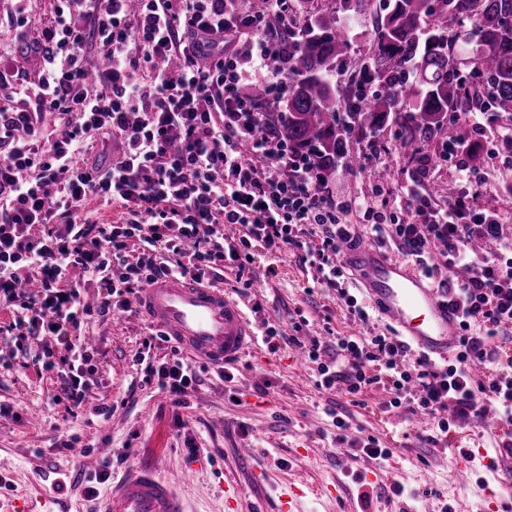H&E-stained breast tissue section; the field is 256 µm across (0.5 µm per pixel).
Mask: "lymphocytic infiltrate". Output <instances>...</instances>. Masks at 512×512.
I'll use <instances>...</instances> for the list:
<instances>
[{"mask_svg":"<svg viewBox=\"0 0 512 512\" xmlns=\"http://www.w3.org/2000/svg\"><path fill=\"white\" fill-rule=\"evenodd\" d=\"M12 2L15 38L42 66L32 77L5 65L17 99L0 107V307L13 313L1 336H68L85 318L127 311L129 295L163 275L223 282L225 267L246 270L257 245L304 251L322 283L338 288L342 246L388 241L459 312L460 342L435 362L397 336L336 337L330 359L315 339L308 358L318 387L351 395L381 387L387 408L437 417L444 434L453 420L493 416L498 445L512 456V354L498 343L512 328V210L475 206L467 191L437 202L418 187L425 163L402 186L398 209L384 183L335 200L314 159L290 149L241 92L246 84L285 92L291 0H260L244 24L225 0H57L32 39L26 0ZM52 112L67 120L47 137ZM97 136L120 143L108 164L81 156ZM91 197L120 204L128 222L82 218ZM353 208L363 224L342 222ZM226 224L242 227L237 241L225 237ZM77 270L98 277L97 306L84 303ZM92 359L77 342L47 364L72 405L82 402ZM145 372L173 396L197 378L178 359L148 360ZM448 409L453 418H442Z\"/></svg>","mask_w":512,"mask_h":512,"instance_id":"f902f5d3","label":"lymphocytic infiltrate"}]
</instances>
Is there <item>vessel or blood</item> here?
Listing matches in <instances>:
<instances>
[{"mask_svg":"<svg viewBox=\"0 0 512 512\" xmlns=\"http://www.w3.org/2000/svg\"><path fill=\"white\" fill-rule=\"evenodd\" d=\"M344 259L358 288L399 334L430 355H450L460 333L457 314L424 276L391 260L367 240L346 252ZM135 306L146 322L181 349L213 366L236 365L258 341L245 302L218 284L162 277L137 294ZM102 512L187 510L177 484L155 465L141 464L105 494Z\"/></svg>","mask_w":512,"mask_h":512,"instance_id":"obj_1","label":"vessel or blood"}]
</instances>
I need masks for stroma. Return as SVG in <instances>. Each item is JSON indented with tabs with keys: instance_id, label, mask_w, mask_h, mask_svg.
I'll use <instances>...</instances> for the list:
<instances>
[{
	"instance_id": "obj_1",
	"label": "stroma",
	"mask_w": 512,
	"mask_h": 512,
	"mask_svg": "<svg viewBox=\"0 0 512 512\" xmlns=\"http://www.w3.org/2000/svg\"><path fill=\"white\" fill-rule=\"evenodd\" d=\"M448 137L439 132L430 145L415 147L391 138L390 128L376 132L387 145L385 161L403 186L416 161L433 159L424 189L435 199L448 200L463 187L461 167H468L487 188L494 206L512 209V157L506 151L488 154L476 141L461 158L438 160ZM372 167L338 164L329 187L346 201L370 192ZM243 278L224 273V288L253 306L249 318L256 331L265 322H280L285 335L278 351L258 343L224 380L216 367L197 363L200 379L173 401L154 385H144L136 358L149 334L136 313L102 319L92 317L85 333L94 339V371L79 406L51 404L60 381L44 367L46 354L62 358L68 339H51L46 346L18 348L15 339L0 337V500L23 502L40 486L58 483L44 512H93L99 484L89 495L84 456L99 455V468L111 478L137 464L161 461L165 470L180 473V491L190 512H227L226 480L240 492L238 512H280V497L289 485H307L304 512H483L481 486L502 506L512 508V460L501 457L498 426L461 425L440 443L436 419L384 406L386 391L371 387L356 395L320 389L309 361H296L311 338L391 334L392 325L379 315L369 322L350 316L336 290L317 284L313 268H302L296 250L272 253L257 247ZM110 416L99 415L102 404ZM341 410L348 424V442L336 440L331 410ZM187 428L174 425L176 417ZM375 436L388 448L384 459H372L351 447V439ZM77 437L79 450L62 442ZM252 444L250 465L238 467V449ZM482 449L470 483L456 481L452 462L461 451ZM370 493L363 508L360 496Z\"/></svg>"
}]
</instances>
